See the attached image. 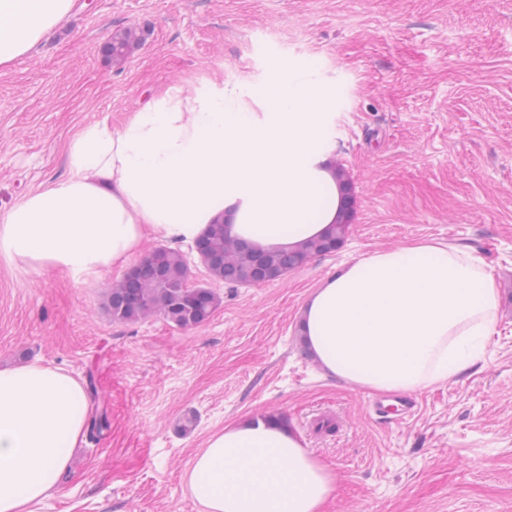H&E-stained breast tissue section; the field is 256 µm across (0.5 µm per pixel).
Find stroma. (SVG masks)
Instances as JSON below:
<instances>
[{
  "instance_id": "1",
  "label": "stroma",
  "mask_w": 512,
  "mask_h": 512,
  "mask_svg": "<svg viewBox=\"0 0 512 512\" xmlns=\"http://www.w3.org/2000/svg\"><path fill=\"white\" fill-rule=\"evenodd\" d=\"M148 28L125 63L103 47ZM307 69L330 97L328 135L354 186L336 253L258 285L190 283L220 306L182 330L113 321V270L72 279L0 261V364L32 360L95 379L110 426L76 449L36 512H204L186 472L241 418H287L335 477L323 512H512V0H75L58 32L0 69V216L68 173L82 127L163 88L260 85ZM466 245L500 289L496 335L468 371L378 419L371 393L306 357L298 314L342 265L415 240ZM198 417L189 432L179 427Z\"/></svg>"
}]
</instances>
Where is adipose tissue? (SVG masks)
I'll use <instances>...</instances> for the list:
<instances>
[{
  "label": "adipose tissue",
  "instance_id": "obj_1",
  "mask_svg": "<svg viewBox=\"0 0 512 512\" xmlns=\"http://www.w3.org/2000/svg\"><path fill=\"white\" fill-rule=\"evenodd\" d=\"M73 6L0 0V67L33 51ZM330 107L307 72L259 87H167L120 130L97 122L69 139L67 176L0 219V260L79 279L125 268L152 235L194 242L219 218L260 247L299 248L339 211ZM498 303L494 274L473 251L417 241L367 253L322 282L302 330L328 374L372 393H413L477 361ZM86 423L84 387L63 369L0 368V512H33L57 491ZM186 479L205 512H322L334 491L296 431L257 418L211 435Z\"/></svg>",
  "mask_w": 512,
  "mask_h": 512
}]
</instances>
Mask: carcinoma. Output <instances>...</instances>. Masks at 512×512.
<instances>
[{"label":"carcinoma","mask_w":512,"mask_h":512,"mask_svg":"<svg viewBox=\"0 0 512 512\" xmlns=\"http://www.w3.org/2000/svg\"><path fill=\"white\" fill-rule=\"evenodd\" d=\"M148 30L128 26L116 30L105 44L109 59L120 64L140 49ZM336 183L346 187L336 222L331 230L306 241L296 250H261L249 242L230 236L223 224H210L196 240L210 275L230 285H256L278 279L304 266L311 259L340 249L354 216V193L344 166L336 165ZM190 279L180 251L161 245L152 256L131 268L116 287L107 294L106 307L112 320L137 323L149 316H160L170 325L189 329L205 323L216 309L219 298L210 288H197L191 296L184 284Z\"/></svg>","instance_id":"cac0c4a2"}]
</instances>
